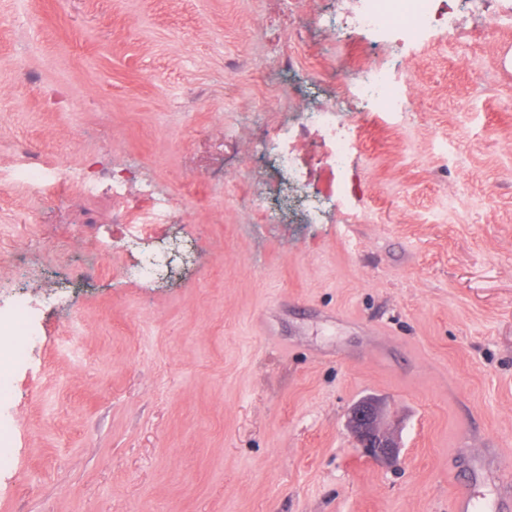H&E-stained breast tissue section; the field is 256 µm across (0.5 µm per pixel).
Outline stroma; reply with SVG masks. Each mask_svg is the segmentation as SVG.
<instances>
[{
	"mask_svg": "<svg viewBox=\"0 0 512 512\" xmlns=\"http://www.w3.org/2000/svg\"><path fill=\"white\" fill-rule=\"evenodd\" d=\"M341 4L0 0V267L83 241L23 282L74 291L0 400L19 423L0 512H448L465 421L512 471V27L484 39L457 0L462 39L406 50L409 112H355L343 177L301 138L325 222L252 217L283 180L255 143L387 55L330 38ZM31 155L126 194L8 183ZM144 182L176 201L152 246L201 253L158 282L113 277L96 250ZM365 396L392 464L347 427Z\"/></svg>",
	"mask_w": 512,
	"mask_h": 512,
	"instance_id": "1",
	"label": "stroma"
}]
</instances>
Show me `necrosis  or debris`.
<instances>
[{"label":"necrosis or debris","mask_w":512,"mask_h":512,"mask_svg":"<svg viewBox=\"0 0 512 512\" xmlns=\"http://www.w3.org/2000/svg\"><path fill=\"white\" fill-rule=\"evenodd\" d=\"M330 29L343 34L356 29L379 36L386 45L395 47L391 58L371 62L342 78V91L336 104L325 107L306 102L299 110L301 122L296 127H279L272 139L258 142L257 148L274 154L289 184H300L302 160L294 141L299 131H317L324 150L323 159L337 173H344L350 158L358 149L360 135L350 117L363 98L373 100L376 111L391 117L406 112L404 87L408 76L399 51L413 47L426 34L445 31L456 35L457 23L453 0H355L354 7L345 9ZM172 200L160 193L149 196L148 204H134L124 219L127 232L120 243L103 238L101 255L106 256L113 269L128 274L131 265H138L142 276L152 279L165 275L170 266L169 254L163 252H134V245L153 236L156 224L168 215ZM54 297L38 300L10 287L0 288V334L9 335L11 342L0 347V374L13 379L29 361L32 338L39 317L45 308L53 307Z\"/></svg>","instance_id":"obj_1"}]
</instances>
